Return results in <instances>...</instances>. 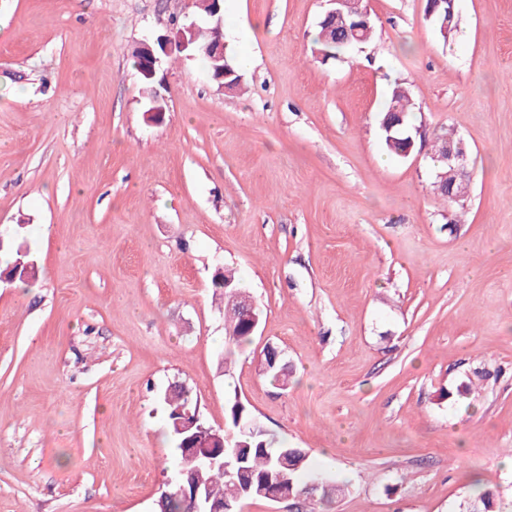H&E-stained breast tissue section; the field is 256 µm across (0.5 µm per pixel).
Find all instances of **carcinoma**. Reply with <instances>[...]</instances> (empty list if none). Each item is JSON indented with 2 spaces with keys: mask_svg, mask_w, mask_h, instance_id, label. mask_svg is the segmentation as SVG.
Masks as SVG:
<instances>
[{
  "mask_svg": "<svg viewBox=\"0 0 512 512\" xmlns=\"http://www.w3.org/2000/svg\"><path fill=\"white\" fill-rule=\"evenodd\" d=\"M217 39V32L212 26L203 21L196 31V55L201 57L207 70H212L213 61L205 52V48ZM314 44L317 50L325 53L330 59H338L341 52L350 47V43L344 41L341 34H337L323 26H318ZM413 110V103L407 92L400 86L393 89L386 113H397L402 116L404 125H409ZM444 144H439L433 155L436 162V174L434 187L437 195L448 198V180L444 175L448 174V166L445 163ZM26 227L19 224L12 226V233L5 237L0 247L13 252L14 258H20L23 249ZM235 279V272L224 269V274L214 280V286L224 289V328L231 333L227 337V348L224 354V363L231 362V357L243 350L252 342L253 335L244 328L242 312L239 309V300L232 288H224V280ZM275 349H270L260 360V369L263 374L273 382L285 387L288 385L289 372L278 362L269 364ZM166 406L168 428L176 445H181L184 435L177 432L175 421L180 409H192L196 407L190 398L189 391L179 387L173 389L170 394L164 396ZM255 417L247 405L241 400L236 391L227 393V410L224 419V431L233 435V441L244 443L246 447L233 453L229 448L224 453V461L231 462L232 468L240 472V475L229 477L224 468L216 464H205L201 471L196 473L207 490V494L217 500H223L232 505H239L247 500L263 499L265 492L272 487H279L288 492L294 504L311 505V508L297 512H319L315 508L317 504H324L345 493V486L323 479L320 487L309 489V481L312 476L307 474L308 453L303 448H290L281 445L277 448L267 438V434L254 426ZM170 495L158 496L156 512H185L180 497L176 496L177 487H168ZM493 493L484 490L469 500L465 512H493Z\"/></svg>",
  "mask_w": 512,
  "mask_h": 512,
  "instance_id": "1",
  "label": "carcinoma"
}]
</instances>
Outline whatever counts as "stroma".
Wrapping results in <instances>:
<instances>
[{"instance_id": "obj_1", "label": "stroma", "mask_w": 512, "mask_h": 512, "mask_svg": "<svg viewBox=\"0 0 512 512\" xmlns=\"http://www.w3.org/2000/svg\"><path fill=\"white\" fill-rule=\"evenodd\" d=\"M365 4L371 41L324 62L325 0H224L243 92L172 51L154 123L132 51L194 0H0V224L29 218L40 270L0 285V512H152L175 381L216 427L237 391L347 484L325 512H460L479 487L512 512V0H456L446 41L424 0ZM398 82L405 158L380 127ZM447 133L457 203L432 187ZM224 267L262 312L227 374ZM441 142L433 155V161L437 163L434 187L437 195L448 201V183L453 186L454 200L460 201L468 187L469 172L467 170V155L462 145ZM444 148V149H443ZM445 153V154H444ZM446 155V156H445ZM447 157V159H446ZM448 162V166L445 163ZM443 175L448 177L445 179ZM457 181V182H456ZM456 182V183H455ZM455 183V184H454Z\"/></svg>"}]
</instances>
